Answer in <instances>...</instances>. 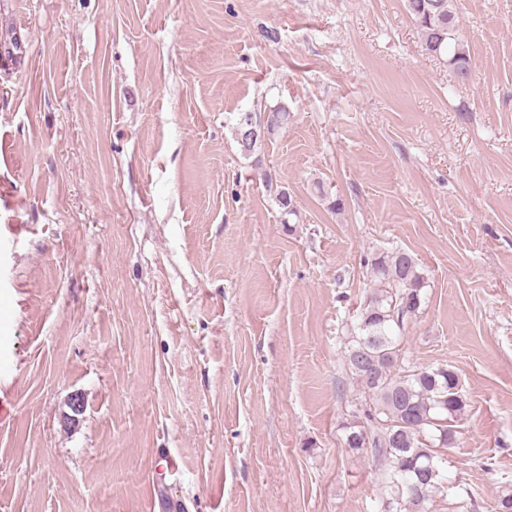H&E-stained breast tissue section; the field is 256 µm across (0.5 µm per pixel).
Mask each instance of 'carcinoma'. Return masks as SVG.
<instances>
[{
    "mask_svg": "<svg viewBox=\"0 0 512 512\" xmlns=\"http://www.w3.org/2000/svg\"><path fill=\"white\" fill-rule=\"evenodd\" d=\"M421 34L425 51L451 67L464 82L472 69L464 42L456 35L452 0H406ZM251 115L240 117L233 137L248 157L262 141L243 139ZM288 122V110L267 113L272 132ZM373 292L361 309L346 350L345 363L365 395L360 408L343 425L345 447L370 450L386 475L384 512H427L441 487L440 449L454 441L455 423L468 401L458 374L449 365L420 368L403 363L401 341L416 322L425 302V280L418 263L398 249L371 261Z\"/></svg>",
    "mask_w": 512,
    "mask_h": 512,
    "instance_id": "carcinoma-1",
    "label": "carcinoma"
}]
</instances>
